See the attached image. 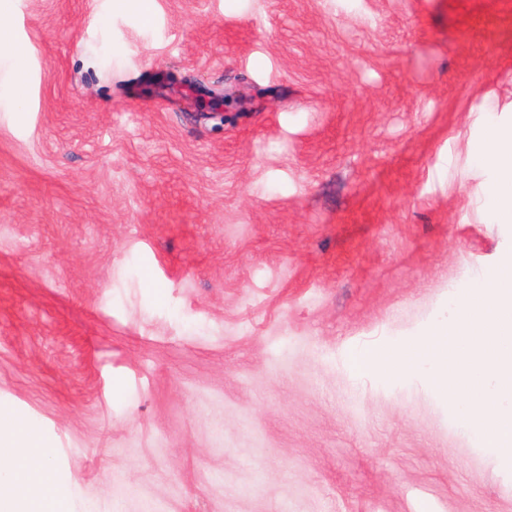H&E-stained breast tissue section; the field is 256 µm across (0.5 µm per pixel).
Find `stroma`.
Here are the masks:
<instances>
[{
	"label": "stroma",
	"mask_w": 512,
	"mask_h": 512,
	"mask_svg": "<svg viewBox=\"0 0 512 512\" xmlns=\"http://www.w3.org/2000/svg\"><path fill=\"white\" fill-rule=\"evenodd\" d=\"M0 36V409L68 512H512L421 369L351 363L512 260L470 156L512 0H0Z\"/></svg>",
	"instance_id": "obj_1"
}]
</instances>
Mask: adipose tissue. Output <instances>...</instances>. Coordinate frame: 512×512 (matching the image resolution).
Here are the masks:
<instances>
[{"label": "adipose tissue", "mask_w": 512, "mask_h": 512, "mask_svg": "<svg viewBox=\"0 0 512 512\" xmlns=\"http://www.w3.org/2000/svg\"><path fill=\"white\" fill-rule=\"evenodd\" d=\"M480 166L493 168L496 184L487 191L486 203L506 221H512V131L488 125L482 143L471 150ZM0 467L8 477H0V512H66L52 487L49 452L38 430L23 414L1 411Z\"/></svg>", "instance_id": "ef3b65f1"}]
</instances>
